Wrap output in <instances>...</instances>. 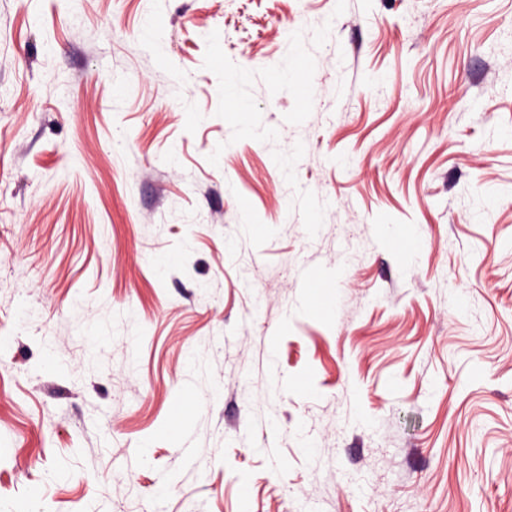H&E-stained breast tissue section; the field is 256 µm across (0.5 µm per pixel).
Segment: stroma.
<instances>
[{
  "mask_svg": "<svg viewBox=\"0 0 512 512\" xmlns=\"http://www.w3.org/2000/svg\"><path fill=\"white\" fill-rule=\"evenodd\" d=\"M0 512H512V0H0Z\"/></svg>",
  "mask_w": 512,
  "mask_h": 512,
  "instance_id": "obj_1",
  "label": "stroma"
}]
</instances>
